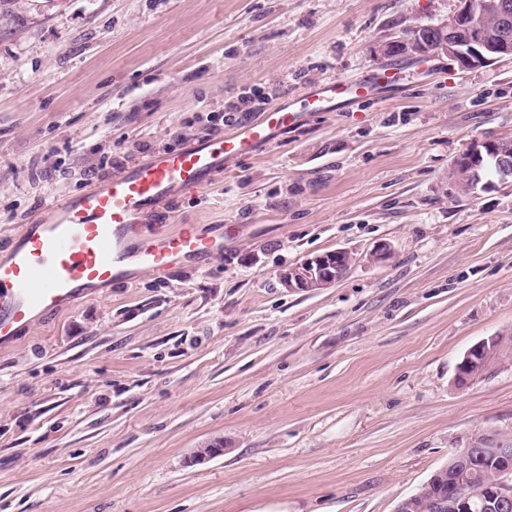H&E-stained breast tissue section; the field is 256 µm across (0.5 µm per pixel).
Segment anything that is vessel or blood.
Listing matches in <instances>:
<instances>
[{
  "label": "vessel or blood",
  "instance_id": "1",
  "mask_svg": "<svg viewBox=\"0 0 512 512\" xmlns=\"http://www.w3.org/2000/svg\"><path fill=\"white\" fill-rule=\"evenodd\" d=\"M380 90L376 82L319 83L228 135L155 154L66 197L25 225L19 245L0 259V347L37 315L73 309L92 289L223 255V232L205 237L192 225H169L166 210L176 197L207 189L230 161L270 147L308 113L332 112Z\"/></svg>",
  "mask_w": 512,
  "mask_h": 512
}]
</instances>
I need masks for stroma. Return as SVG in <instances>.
I'll return each instance as SVG.
<instances>
[{"mask_svg":"<svg viewBox=\"0 0 512 512\" xmlns=\"http://www.w3.org/2000/svg\"><path fill=\"white\" fill-rule=\"evenodd\" d=\"M458 8L0 0V257L91 176L211 136L240 98L369 78L376 39ZM436 62H395L382 100L314 113L180 195L172 223L237 225L223 256L0 348V512H394L472 434L512 440V357L455 381L471 346L512 336V186L449 184L472 142L512 138V63ZM336 249L360 258L341 280L283 288Z\"/></svg>","mask_w":512,"mask_h":512,"instance_id":"stroma-1","label":"stroma"}]
</instances>
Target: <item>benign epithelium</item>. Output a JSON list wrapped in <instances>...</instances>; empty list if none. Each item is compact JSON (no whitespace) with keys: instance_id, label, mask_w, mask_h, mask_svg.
Masks as SVG:
<instances>
[{"instance_id":"7a95c632","label":"benign epithelium","mask_w":512,"mask_h":512,"mask_svg":"<svg viewBox=\"0 0 512 512\" xmlns=\"http://www.w3.org/2000/svg\"><path fill=\"white\" fill-rule=\"evenodd\" d=\"M408 29L419 35L415 44L403 37V31L389 33L370 46L378 59H409L425 61L433 56L445 55L458 66L467 70L486 66L501 60H512V3L495 0L485 5L482 0H461L459 10L438 24L416 23ZM494 162L497 180L484 179L482 156ZM465 170L480 191L486 192L512 183V151L503 148L497 140H476L470 149L451 164L450 174ZM353 253L336 249L307 258L281 274L285 288L295 292H315L340 280L357 262ZM489 337L472 346L460 363L462 372L457 374L460 382L477 380L471 366L480 363V358L491 354ZM498 460L499 472L485 488L486 498L500 508L512 506V448L492 446ZM224 454V441L218 440L196 450L194 460L206 461ZM462 467L456 469L451 483L462 485L468 481L482 463L484 455L474 450L473 442L456 453ZM437 512H473L475 503L470 497L452 500L440 495L431 502Z\"/></svg>"}]
</instances>
